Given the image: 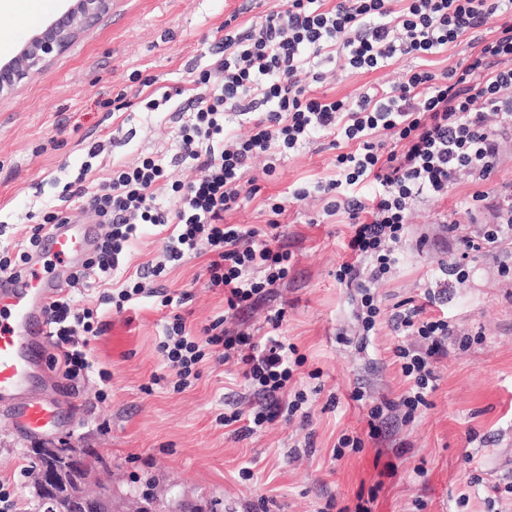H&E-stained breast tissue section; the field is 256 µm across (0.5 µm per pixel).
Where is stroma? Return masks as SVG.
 Wrapping results in <instances>:
<instances>
[{"instance_id":"stroma-1","label":"stroma","mask_w":512,"mask_h":512,"mask_svg":"<svg viewBox=\"0 0 512 512\" xmlns=\"http://www.w3.org/2000/svg\"><path fill=\"white\" fill-rule=\"evenodd\" d=\"M246 3L114 0L64 53L0 98V243L18 242L23 228L53 210L95 223L80 186H94L112 167L142 155L174 149L176 126L167 113L145 111L141 82L154 79L175 91V104H186L191 73L210 64L225 19L234 14L246 23L272 0H255L247 14ZM413 64L403 58L351 73L327 62L319 90L342 98L364 85L390 86ZM335 155L328 138L316 133L274 176L263 175L262 161H255L260 191L227 223L266 224L267 198L331 176ZM471 193L462 183L441 201L418 204L397 268L377 290L385 311L411 299L471 337L466 348L449 343L430 405L413 421L393 412L380 439L366 436L367 411L351 392L362 388L374 404L398 400L410 383L393 350L418 339L398 336L385 323L368 340L355 335L353 307L336 281L348 216L326 215L325 198L314 194L290 205L281 220L279 243L292 254L287 279L250 307L225 314L223 294L201 280L203 255L155 282L189 293L180 312L193 327L222 315L226 329L260 337L267 316L284 309L281 332L306 360L282 398L304 391L306 417L278 418L253 434L240 422L221 425L219 415L246 418L262 404L231 361L205 362L199 379L182 391L144 393L151 376L164 371L157 345L166 316L146 296L123 313H106V333L89 345L96 369L89 380L76 387L61 381L56 389L37 382L36 392H54L64 402L55 436L97 452L93 474L116 494L149 487L167 512L183 503L199 512H338L359 504L370 512H512V280L501 274L512 267V244L459 261V234L480 228ZM448 217L458 221V232L445 225ZM456 261L465 281L438 289L439 265ZM101 369L111 374L104 400ZM345 435L364 437L363 448L337 455ZM35 443L0 416V481L12 484L18 512L39 510L30 483Z\"/></svg>"}]
</instances>
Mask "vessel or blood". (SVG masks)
Returning a JSON list of instances; mask_svg holds the SVG:
<instances>
[{
	"instance_id": "1",
	"label": "vessel or blood",
	"mask_w": 512,
	"mask_h": 512,
	"mask_svg": "<svg viewBox=\"0 0 512 512\" xmlns=\"http://www.w3.org/2000/svg\"><path fill=\"white\" fill-rule=\"evenodd\" d=\"M91 224L48 225L40 250L17 277L0 276V412L25 434L59 418L60 406L34 395L30 384L46 357L47 309L67 291L72 271L95 244Z\"/></svg>"
}]
</instances>
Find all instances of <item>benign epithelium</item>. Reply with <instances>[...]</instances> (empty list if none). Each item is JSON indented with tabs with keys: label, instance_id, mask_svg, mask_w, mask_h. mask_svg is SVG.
I'll return each mask as SVG.
<instances>
[{
	"label": "benign epithelium",
	"instance_id": "benign-epithelium-1",
	"mask_svg": "<svg viewBox=\"0 0 512 512\" xmlns=\"http://www.w3.org/2000/svg\"><path fill=\"white\" fill-rule=\"evenodd\" d=\"M64 12L33 35L14 57L0 63V95L13 93L51 58L64 52L102 14L112 0H66ZM82 452L66 443L38 445L31 470L43 512H119L112 490L89 489L82 474Z\"/></svg>",
	"mask_w": 512,
	"mask_h": 512
}]
</instances>
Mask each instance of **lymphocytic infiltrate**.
<instances>
[{"label": "lymphocytic infiltrate", "instance_id": "1", "mask_svg": "<svg viewBox=\"0 0 512 512\" xmlns=\"http://www.w3.org/2000/svg\"><path fill=\"white\" fill-rule=\"evenodd\" d=\"M467 36L473 53L448 71L414 67L390 89L369 87L352 98L317 92L323 61L351 72L374 71L403 57L447 52ZM220 51L199 72L197 94L172 115L176 153L156 152L113 168L89 192L102 232L69 284L99 290L98 304L79 306L64 296L50 306L51 362L74 384L94 372L109 381V372L94 370L87 350L107 329L104 306L123 312L145 293L147 277L166 276L169 266L191 255H208L204 285L223 293L225 310L256 301L290 272L292 255L278 243L281 216L289 204L317 193L328 199L327 215L343 212L349 219V257L337 267L336 280L349 292L360 336L374 335L387 320L395 332L422 341L394 350L410 386L398 400L370 406L367 438H378L385 412L399 410L411 420L428 407L436 364L449 339L457 338L447 318L427 315L412 301L385 314L375 291L396 269V246L409 235L417 201L444 199L455 185L469 182L474 207L489 208L495 220L479 237H462L466 251L512 239V184L487 186L501 136L512 133V0H336L331 6L326 0H280L249 26L225 24ZM231 118L246 126V134L227 131ZM317 132L329 136L337 151L333 176L272 201L264 229L225 222L226 213L259 191L248 174L254 158H265V175H274L284 157ZM182 164L197 169L198 178L172 179V167ZM72 221L67 212L46 214L17 244L1 246L0 273L24 270L45 225ZM144 224L163 232L162 258L112 288ZM188 298L185 292L160 294L161 307L170 311L158 344L167 372L152 375L145 392L164 382L182 391L199 378L205 361L232 358L249 387L267 400L249 418L248 432L300 411L306 393L281 399L305 361L280 332L283 311L268 316L266 338L258 341L226 330L220 317L196 331L187 327L177 308Z\"/></svg>", "mask_w": 512, "mask_h": 512}]
</instances>
